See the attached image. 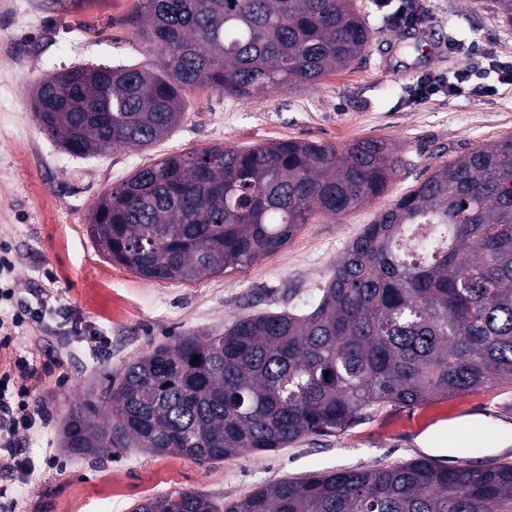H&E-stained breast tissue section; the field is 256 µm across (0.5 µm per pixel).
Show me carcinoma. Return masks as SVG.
<instances>
[{
  "label": "carcinoma",
  "instance_id": "1",
  "mask_svg": "<svg viewBox=\"0 0 512 512\" xmlns=\"http://www.w3.org/2000/svg\"><path fill=\"white\" fill-rule=\"evenodd\" d=\"M126 23L155 63L82 65L37 83L30 111L72 156L154 145L199 86L247 99L313 85L372 40L355 0H140ZM401 166L372 137L173 154L104 192L89 233L142 277L192 283L367 204ZM499 383L512 385V137L436 167L382 210L308 307L180 334L90 387L63 421L61 447L215 463L339 435L381 404ZM131 512H512V463L414 459L283 479L222 506L179 490Z\"/></svg>",
  "mask_w": 512,
  "mask_h": 512
}]
</instances>
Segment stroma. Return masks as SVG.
Wrapping results in <instances>:
<instances>
[{
  "mask_svg": "<svg viewBox=\"0 0 512 512\" xmlns=\"http://www.w3.org/2000/svg\"><path fill=\"white\" fill-rule=\"evenodd\" d=\"M358 2L374 37L345 69L311 87L246 100L195 89L164 140L144 151L118 146L86 158L69 155L39 128L29 108L32 93L39 79L71 67L149 63L124 23L136 0H6L0 6V244L11 250L18 295L47 305L41 323L0 347V371L13 370L18 356L32 360L33 372H15L14 381L49 418L20 440L36 468L29 482L0 458V488L18 497L16 512H131L138 500L182 489L228 502L283 478L424 456L454 466L512 462V447L498 451L486 441L480 453L466 454L449 442L468 416L512 423V385L414 409L387 404L342 435L312 436L215 464L139 448L80 460L60 444L64 418L101 374L120 372L171 336L209 334L242 316L301 304L382 209L437 166L512 136V81L491 67L495 60L512 61V25L503 23L494 0H420L424 25L452 42L437 57L405 55L386 12L375 0ZM466 70L476 76L464 96L411 92L423 75L450 78ZM366 137L386 140L405 161L384 194L338 221L313 219L278 252L251 265L192 283L154 281L107 260L88 234L99 196L164 156L287 139L343 146ZM75 315L84 321L85 339L70 329ZM91 336L97 344H88ZM422 434L429 438L425 451L416 443Z\"/></svg>",
  "mask_w": 512,
  "mask_h": 512,
  "instance_id": "35a3bbf8",
  "label": "stroma"
}]
</instances>
